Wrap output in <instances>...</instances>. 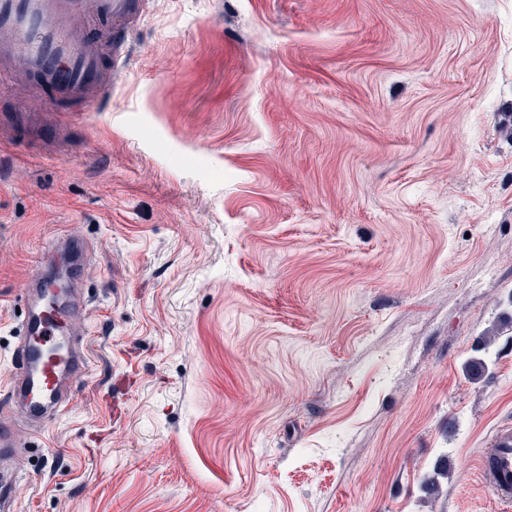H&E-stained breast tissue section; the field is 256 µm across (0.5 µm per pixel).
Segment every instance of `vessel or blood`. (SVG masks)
Returning a JSON list of instances; mask_svg holds the SVG:
<instances>
[{"instance_id":"1","label":"vessel or blood","mask_w":512,"mask_h":512,"mask_svg":"<svg viewBox=\"0 0 512 512\" xmlns=\"http://www.w3.org/2000/svg\"><path fill=\"white\" fill-rule=\"evenodd\" d=\"M133 8V0H0V63L21 58L27 76L84 103L100 102L112 87L102 80L96 43L80 36L77 24L89 10L125 21ZM72 336L70 324L48 305L27 308L12 352L7 392L26 397L30 417L58 410L64 400L63 368L78 376L88 371V359L73 352ZM478 471L497 500L511 505V427L501 430L493 447L480 456Z\"/></svg>"}]
</instances>
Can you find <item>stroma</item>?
<instances>
[{
    "label": "stroma",
    "instance_id": "35a3bbf8",
    "mask_svg": "<svg viewBox=\"0 0 512 512\" xmlns=\"http://www.w3.org/2000/svg\"><path fill=\"white\" fill-rule=\"evenodd\" d=\"M140 11L78 23L105 103L0 74V405L32 271L89 240L18 512H506L512 343L465 364L512 321V0ZM478 471L494 496L508 507L512 504V428L502 429L493 448L478 459Z\"/></svg>",
    "mask_w": 512,
    "mask_h": 512
}]
</instances>
